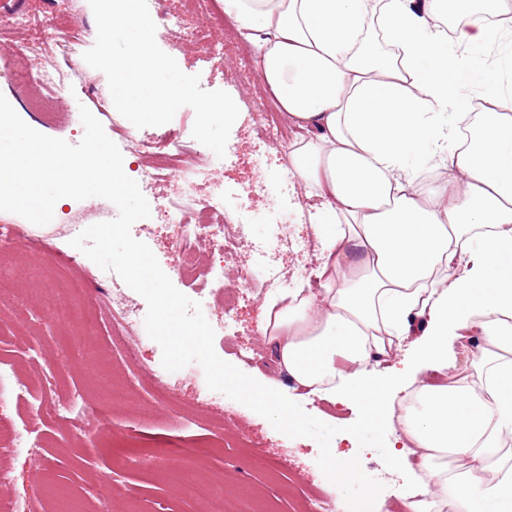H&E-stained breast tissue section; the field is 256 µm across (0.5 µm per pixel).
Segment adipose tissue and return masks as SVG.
<instances>
[{
    "label": "adipose tissue",
    "instance_id": "obj_1",
    "mask_svg": "<svg viewBox=\"0 0 512 512\" xmlns=\"http://www.w3.org/2000/svg\"><path fill=\"white\" fill-rule=\"evenodd\" d=\"M495 17L445 34L448 0H223L258 36L257 66L291 125L304 130L288 170L322 200L316 288L273 291L259 329L296 387L373 414L377 440L398 392L416 405L401 447L415 512H512V0H459ZM376 17L402 49H368ZM481 72L482 111H447L448 78ZM440 178L419 188V158ZM479 343L471 375L431 385L453 367L454 341ZM396 356L401 369L381 368ZM421 456L414 471L411 453ZM438 495H431V487Z\"/></svg>",
    "mask_w": 512,
    "mask_h": 512
}]
</instances>
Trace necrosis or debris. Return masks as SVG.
Returning <instances> with one entry per match:
<instances>
[{
  "label": "necrosis or debris",
  "instance_id": "necrosis-or-debris-1",
  "mask_svg": "<svg viewBox=\"0 0 512 512\" xmlns=\"http://www.w3.org/2000/svg\"><path fill=\"white\" fill-rule=\"evenodd\" d=\"M25 28L32 36L16 49L17 54L31 59L32 65L24 72L13 71L11 62L0 63V78L20 85L38 87L43 91L42 102L65 103L70 95L69 72L81 69L84 39L81 33L57 28L50 17L29 14L0 15V31L8 28ZM58 49L56 59L48 61L43 55L45 44ZM42 102L28 104V112H41ZM121 137L128 151L151 153L155 162L134 169L132 177L140 188H148L164 177L178 180L181 189L173 197L162 200L157 211L164 224L172 230L174 261L178 273L184 278H207L211 284H222L224 265L214 261L201 265L200 253L205 247L217 244L228 246L246 237L249 217L224 205V183L215 177L218 160L208 155L206 146L189 142L179 133L161 134L151 141L141 140L138 130L125 128ZM207 186L206 196H199L200 186ZM315 244L307 234L298 233L294 225L279 221L271 227L270 235L251 241L250 259L237 274L238 287H223L218 298L199 292L198 300L203 310H210L215 303H222L224 316L214 322L216 334L237 328L236 303L240 295L250 290L278 288L287 283V276L272 264L271 258L282 251L297 256L310 255ZM109 284L110 292L99 300L102 309L112 316V336L120 341L133 360L143 355L142 338L145 334L144 317L119 288L114 287L113 272L95 270L91 277L63 278L58 285L66 292L82 294L90 281ZM27 387L17 379L12 368L0 361V458L21 453L35 455L38 442L32 441L23 426L13 420V408L23 399Z\"/></svg>",
  "mask_w": 512,
  "mask_h": 512
}]
</instances>
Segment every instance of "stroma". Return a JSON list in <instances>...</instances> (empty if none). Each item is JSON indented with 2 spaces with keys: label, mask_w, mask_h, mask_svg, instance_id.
Returning <instances> with one entry per match:
<instances>
[{
  "label": "stroma",
  "mask_w": 512,
  "mask_h": 512,
  "mask_svg": "<svg viewBox=\"0 0 512 512\" xmlns=\"http://www.w3.org/2000/svg\"><path fill=\"white\" fill-rule=\"evenodd\" d=\"M4 10L49 15L58 27L82 29L87 45L95 43L97 29L88 0H11ZM200 23V16L193 15L185 16L182 28L158 27L156 41L184 73L199 75L203 89L226 91L239 108L219 174L235 193L236 203L251 216L250 238L263 236L284 204L292 210L299 231H309L310 215L319 199L308 196L304 183L289 173L282 141L255 106L256 97L264 89L255 57L239 55L218 30L213 39L220 44L221 54L203 53L185 37L186 30ZM70 83L68 101L54 110L49 122L38 123V130L78 143L83 133L69 123L68 115L84 106L95 113L112 140H119L120 130L129 122L116 109L100 111L99 100L111 98L105 74L93 68L84 74L74 72ZM265 176L273 182L288 183L291 194L287 202L257 191V184ZM117 214L115 205L103 198L70 199L49 224L29 232L18 243L19 248L27 250L30 260L12 265L11 271L14 278L28 285L29 330L31 335L42 337L43 343L40 351H32L26 339L15 336L13 321L0 319V359L12 363L19 379L37 390L60 400L79 392L84 394L87 406L82 415L70 421L40 418L27 408L19 410L16 421L24 424L43 448L39 456L9 460L11 480L5 494L25 500L32 512H214L221 497L228 494L274 502L278 512H296L306 495L334 494L335 485L316 463L320 448L314 439L288 438L237 401L225 399L212 414H196L190 426H183L185 410L206 386L200 365L192 363L176 372L156 374V367L162 364V351L152 340L146 341L140 362H129L123 349L112 344L109 320L104 316L85 331L57 326L43 290L52 278L66 272L62 261L73 251L68 226L92 225L114 219ZM131 233L151 248L178 290L196 297L202 283L175 274L171 232L157 216L135 222ZM261 303L254 294L241 301L238 336L215 339L214 349L223 360L260 383H274L288 395L292 385L278 372L272 348L257 333ZM73 336L93 343L95 352L68 364L64 361V340ZM115 379L128 381L129 398L111 405L105 390ZM162 381L175 385L177 400L156 399L155 389ZM297 402L307 413L341 426L335 439L337 458L357 455L365 473L385 471L374 449H360L357 440L344 431L356 420V407L306 394ZM187 451L207 459L200 475L201 493L192 499L160 477L166 466L179 461ZM284 455L289 458L285 466L280 463ZM108 483L113 493L100 495V488Z\"/></svg>",
  "instance_id": "obj_1"
}]
</instances>
